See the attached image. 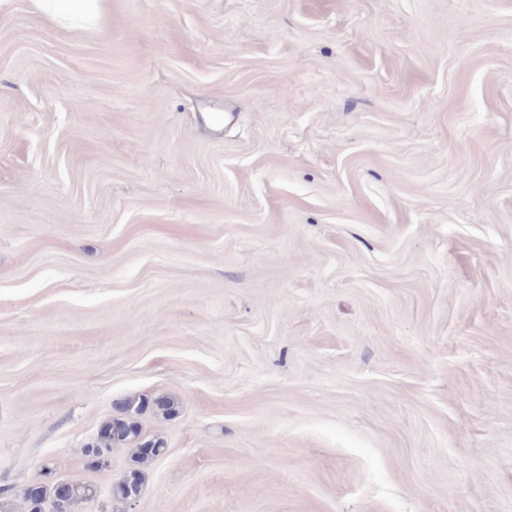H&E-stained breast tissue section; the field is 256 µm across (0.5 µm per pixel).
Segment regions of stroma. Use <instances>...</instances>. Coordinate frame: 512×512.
<instances>
[{
	"label": "stroma",
	"mask_w": 512,
	"mask_h": 512,
	"mask_svg": "<svg viewBox=\"0 0 512 512\" xmlns=\"http://www.w3.org/2000/svg\"><path fill=\"white\" fill-rule=\"evenodd\" d=\"M46 463L82 512H512V0H0L5 512ZM37 7L60 19H68L74 13H81L85 16L94 15L100 0H33ZM119 403L124 410V414H126L125 418H118L121 421L120 425L113 430L111 419L102 427L105 431L101 433L97 432L94 439L88 442L91 446H85L84 448V456L87 461V466L91 469L101 468L107 463V461L103 463L89 461L86 454V448H96L99 450L111 448L112 452V448H127L132 447L131 445H135V448H133L134 462L138 466L159 457L165 450L159 441L148 440L136 443L140 438L141 430L138 422L133 419L132 413L139 414L142 411V404L140 402L136 403L134 400L130 399L122 400ZM143 448H152V450L151 452H145ZM142 483L141 469L133 468L129 476H126L112 486V498L126 504L140 495ZM71 493L74 500L79 502H73L66 498L65 494L61 491L57 503L63 506V510L66 512H75L80 502L91 500L94 496L93 488L85 483H70Z\"/></svg>",
	"instance_id": "1"
}]
</instances>
